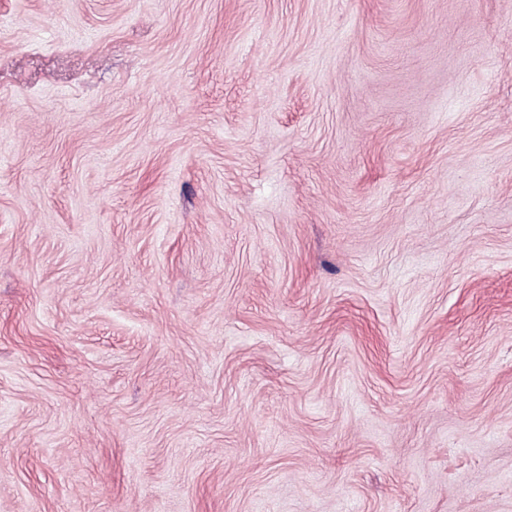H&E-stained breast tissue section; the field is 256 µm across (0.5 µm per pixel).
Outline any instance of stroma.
<instances>
[{
	"mask_svg": "<svg viewBox=\"0 0 512 512\" xmlns=\"http://www.w3.org/2000/svg\"><path fill=\"white\" fill-rule=\"evenodd\" d=\"M0 512H512V0H0Z\"/></svg>",
	"mask_w": 512,
	"mask_h": 512,
	"instance_id": "obj_1",
	"label": "stroma"
}]
</instances>
